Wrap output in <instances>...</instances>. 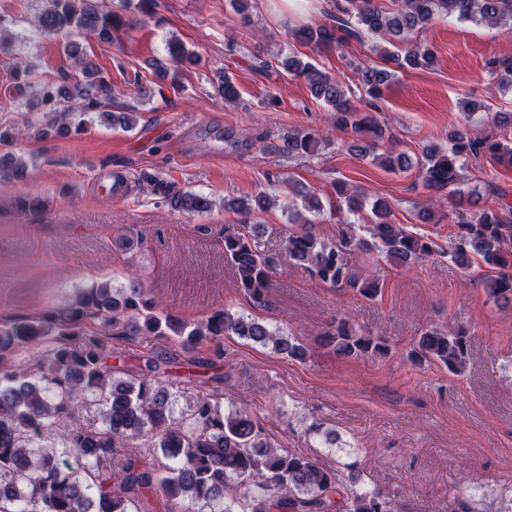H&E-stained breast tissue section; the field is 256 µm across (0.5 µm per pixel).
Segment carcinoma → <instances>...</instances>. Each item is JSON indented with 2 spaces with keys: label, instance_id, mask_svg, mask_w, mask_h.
<instances>
[{
  "label": "carcinoma",
  "instance_id": "carcinoma-1",
  "mask_svg": "<svg viewBox=\"0 0 512 512\" xmlns=\"http://www.w3.org/2000/svg\"><path fill=\"white\" fill-rule=\"evenodd\" d=\"M392 2L388 6L379 0H340L336 10L345 20L331 26H301L293 37L314 50L340 45L348 38H386L393 50H379L385 66L361 69L366 94L378 99L395 77L387 63L399 68L434 66L435 53L411 43V35L436 17L454 15L490 25L512 22V0ZM351 18L355 19L354 27L349 25ZM124 25L122 12L99 6L94 0H46L37 16V31L68 38L67 55L76 59L79 72L57 84L37 79L34 66L28 63L18 61L7 69L12 87L30 92L29 108L46 107L57 114L51 124L36 129L35 136L84 132L87 116L94 110L113 126L129 129L136 125L134 113L115 115L110 111L112 85L74 41L82 34L108 41L112 32ZM169 51L180 67L197 61V55L180 45H169ZM281 65L288 75L303 80L313 101L332 108L336 128H349L356 134L348 143L350 152L371 155L394 172L419 167L424 186L435 192L430 206L419 212L424 222L433 219L431 207L441 203V193L459 183L467 159L488 155L499 164L512 166L511 141L476 138L461 129L448 133V149H427L416 161L404 152L379 154L386 130L375 116L360 111L351 91L309 56L303 59L290 54ZM486 66L501 89H512V57H491ZM16 138L14 126H0V157L4 158L0 162L1 185L25 177V163L10 151ZM318 143L312 132L295 130L283 136L282 144L275 148L288 154L311 155ZM152 191L174 210L204 214L212 208L209 197L175 191L168 183L156 182ZM300 196L302 207L289 206L291 216L308 224L310 219L303 218L302 211L319 213L329 207L341 223L336 239L326 241L302 228L289 234L283 253L273 254L260 249L258 225L252 224L246 231L224 229V260L234 269L238 287L258 305L266 302L271 275L284 257L325 284L350 288L374 300L382 285L377 275L359 265L360 253L373 248L400 266L434 253L427 238L392 221L391 206L383 198L371 207L369 242L345 223L344 213L356 214L363 208L359 195L345 182L334 184L326 206L316 194L302 192ZM271 203L269 196L259 194L230 198L224 206L247 215ZM455 218L458 231L451 261L466 269L480 257L491 270L483 280L488 298L512 302V200L501 198L495 209L478 208ZM89 318L125 336L173 337L185 350L210 342L215 344L218 358L223 355L221 340L226 335L270 346L292 360H302L307 353L299 340L225 308L214 310L202 322L188 323L158 308L137 279L118 288L109 282L95 283L43 315L1 321L0 512H132L148 492L160 493L171 502L168 512H202V508H212L220 501H236L242 489L250 512H394L384 491L357 487L355 474L344 484L317 458L273 447L250 415L224 414L218 397L212 394L196 395L186 415L180 420L174 418L169 390L160 379L168 358L158 355L148 360L146 370L136 377L115 378L124 370L112 363V346L106 338L85 331L83 324ZM43 341L50 343L51 349L34 354L40 376L10 366L16 351ZM318 341L348 358L388 352L384 339L358 331L347 319L337 321ZM470 341L463 327H431L422 331L410 356L415 361H434L458 375L469 360ZM92 405L97 406L100 421L86 423L82 412ZM57 432L64 451H73L80 458L79 466L74 468L62 460L56 448L38 446L42 436ZM135 441L147 443L170 460L166 471L156 468L147 456L135 453Z\"/></svg>",
  "mask_w": 512,
  "mask_h": 512
}]
</instances>
